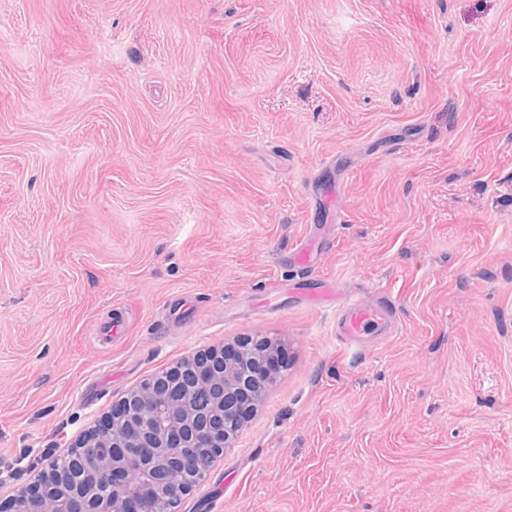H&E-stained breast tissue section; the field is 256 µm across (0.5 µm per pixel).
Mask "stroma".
I'll use <instances>...</instances> for the list:
<instances>
[{"label": "stroma", "mask_w": 512, "mask_h": 512, "mask_svg": "<svg viewBox=\"0 0 512 512\" xmlns=\"http://www.w3.org/2000/svg\"><path fill=\"white\" fill-rule=\"evenodd\" d=\"M246 338L285 361L176 512H512V0H0V473ZM318 288L302 292L304 300L315 307L331 309L336 318V331L348 343L361 346L367 336L388 329L392 312L383 304H370L361 299L342 300L336 282L321 278Z\"/></svg>", "instance_id": "1"}]
</instances>
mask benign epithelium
Listing matches in <instances>:
<instances>
[{
    "instance_id": "7a95c632",
    "label": "benign epithelium",
    "mask_w": 512,
    "mask_h": 512,
    "mask_svg": "<svg viewBox=\"0 0 512 512\" xmlns=\"http://www.w3.org/2000/svg\"><path fill=\"white\" fill-rule=\"evenodd\" d=\"M270 340L225 343L142 381L112 410L109 422L78 439L76 469L47 465L37 484L14 486L12 512H151L155 499L176 503L206 478L211 458L235 446L247 423L239 398L258 407L276 374ZM207 388L200 411L195 392Z\"/></svg>"
}]
</instances>
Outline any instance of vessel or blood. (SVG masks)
<instances>
[{"instance_id": "1", "label": "vessel or blood", "mask_w": 512, "mask_h": 512, "mask_svg": "<svg viewBox=\"0 0 512 512\" xmlns=\"http://www.w3.org/2000/svg\"><path fill=\"white\" fill-rule=\"evenodd\" d=\"M304 300L314 306L332 310L336 318V331L348 343L361 346L367 336L387 329L392 312L382 304H370L352 298L341 299L335 281L321 279L319 287L303 291Z\"/></svg>"}]
</instances>
